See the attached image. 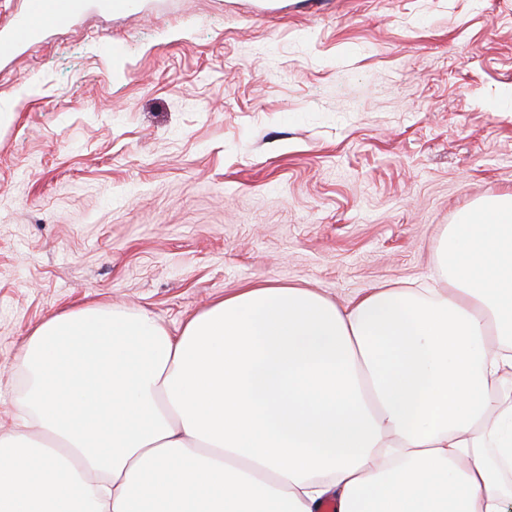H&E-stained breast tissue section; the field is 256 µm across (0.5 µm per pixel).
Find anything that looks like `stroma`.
Returning a JSON list of instances; mask_svg holds the SVG:
<instances>
[{
  "mask_svg": "<svg viewBox=\"0 0 512 512\" xmlns=\"http://www.w3.org/2000/svg\"><path fill=\"white\" fill-rule=\"evenodd\" d=\"M26 6L0 0V433L54 314L175 333L259 282L418 287L512 194V0H82L10 43Z\"/></svg>",
  "mask_w": 512,
  "mask_h": 512,
  "instance_id": "obj_1",
  "label": "stroma"
}]
</instances>
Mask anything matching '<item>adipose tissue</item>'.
Here are the masks:
<instances>
[{
    "instance_id": "adipose-tissue-1",
    "label": "adipose tissue",
    "mask_w": 512,
    "mask_h": 512,
    "mask_svg": "<svg viewBox=\"0 0 512 512\" xmlns=\"http://www.w3.org/2000/svg\"><path fill=\"white\" fill-rule=\"evenodd\" d=\"M436 269L343 307L247 286L176 334L113 305L44 320L0 512H512V195L448 225Z\"/></svg>"
}]
</instances>
